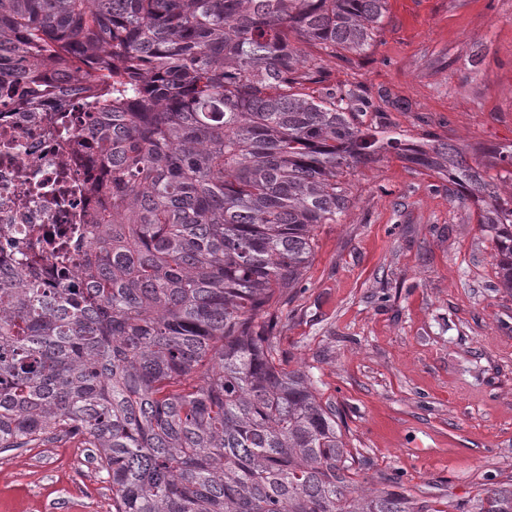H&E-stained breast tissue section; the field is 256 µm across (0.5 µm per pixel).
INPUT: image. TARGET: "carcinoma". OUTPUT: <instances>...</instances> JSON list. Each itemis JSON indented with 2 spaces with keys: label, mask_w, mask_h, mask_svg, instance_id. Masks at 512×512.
<instances>
[{
  "label": "carcinoma",
  "mask_w": 512,
  "mask_h": 512,
  "mask_svg": "<svg viewBox=\"0 0 512 512\" xmlns=\"http://www.w3.org/2000/svg\"><path fill=\"white\" fill-rule=\"evenodd\" d=\"M385 0H0L19 92L68 69L95 95L102 224L76 280L0 268V453L78 437L112 512H444L356 459L277 310L351 205L342 180L387 153L452 176L512 291V192L468 149L363 126L370 103L324 57L375 46ZM473 512H512V483Z\"/></svg>",
  "instance_id": "carcinoma-1"
}]
</instances>
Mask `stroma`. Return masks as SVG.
<instances>
[{"mask_svg": "<svg viewBox=\"0 0 512 512\" xmlns=\"http://www.w3.org/2000/svg\"><path fill=\"white\" fill-rule=\"evenodd\" d=\"M327 67L336 86L388 95L390 131L512 148V0H424L411 17L387 0L363 64ZM350 181L278 312V347L335 407L361 487L392 476L468 512L484 486L512 483V292L451 179L390 154ZM61 506L112 512L79 440L0 453V512Z\"/></svg>", "mask_w": 512, "mask_h": 512, "instance_id": "1", "label": "stroma"}]
</instances>
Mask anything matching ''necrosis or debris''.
Returning a JSON list of instances; mask_svg holds the SVG:
<instances>
[{"instance_id": "necrosis-or-debris-1", "label": "necrosis or debris", "mask_w": 512, "mask_h": 512, "mask_svg": "<svg viewBox=\"0 0 512 512\" xmlns=\"http://www.w3.org/2000/svg\"><path fill=\"white\" fill-rule=\"evenodd\" d=\"M13 83L0 73V236L19 247L0 254V263L24 262L29 243L44 267L69 279L81 265L69 240L89 242L95 233L98 198L90 186L105 165L85 131L98 112L80 90L35 98L11 94Z\"/></svg>"}]
</instances>
